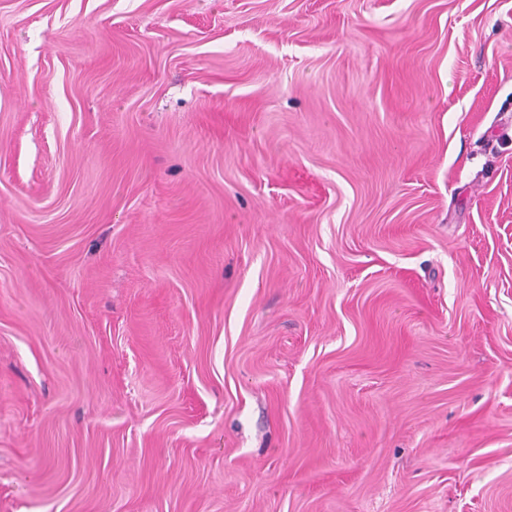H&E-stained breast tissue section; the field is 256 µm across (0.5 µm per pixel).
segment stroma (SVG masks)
I'll return each instance as SVG.
<instances>
[{"label":"stroma","mask_w":512,"mask_h":512,"mask_svg":"<svg viewBox=\"0 0 512 512\" xmlns=\"http://www.w3.org/2000/svg\"><path fill=\"white\" fill-rule=\"evenodd\" d=\"M0 512H512V0H0Z\"/></svg>","instance_id":"obj_1"}]
</instances>
